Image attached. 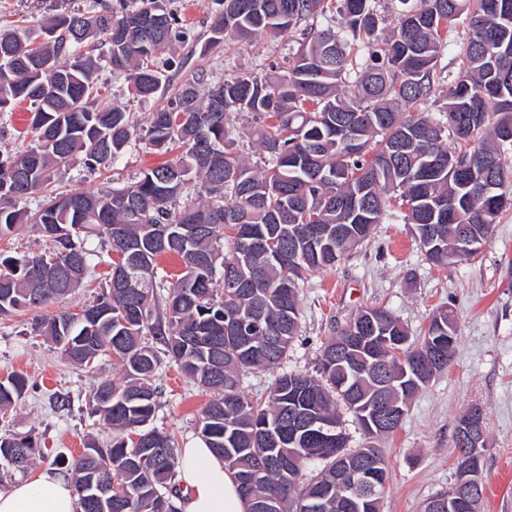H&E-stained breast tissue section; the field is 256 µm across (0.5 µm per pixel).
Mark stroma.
Wrapping results in <instances>:
<instances>
[{"mask_svg":"<svg viewBox=\"0 0 512 512\" xmlns=\"http://www.w3.org/2000/svg\"><path fill=\"white\" fill-rule=\"evenodd\" d=\"M182 38L160 54L156 63L170 78L169 89L146 101L130 100L123 76L102 66L111 103L131 112L145 125L149 112L166 103L170 89L195 76L213 82L250 70L262 59L286 67L287 41L259 38L241 52L225 54L209 45L210 13L206 0H172ZM164 154L146 145L132 149L116 171L92 172L74 163L55 177L61 192H83L126 183L144 168L164 162ZM385 308L419 333L439 310L452 309L458 340L446 372L410 401L401 427L391 436L368 440L353 413L340 410L347 450L371 444L387 461L388 478L380 512H423L431 498L448 494L457 482L454 435L462 412L480 407L485 417L486 448L481 467L484 485L481 512H512V209L503 212L492 234L472 256L453 258L439 267L427 260L415 241L413 225L388 213L371 235L333 268L308 275L299 290L301 329L288 356L275 368L249 370L241 386L252 397H267L276 376L315 374L323 345L360 311ZM31 314L0 315V378L14 372L32 383L22 400L0 413V435L29 433L43 448L40 466H58L81 454L86 443L105 442L112 431L90 412L93 388L104 379L120 380L111 362L78 369L44 337L32 333ZM155 383L162 395L153 427L173 434L178 447L197 441L196 420L208 402L169 358H162Z\"/></svg>","mask_w":512,"mask_h":512,"instance_id":"obj_1","label":"stroma"}]
</instances>
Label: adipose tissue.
Segmentation results:
<instances>
[{
    "label": "adipose tissue",
    "mask_w": 512,
    "mask_h": 512,
    "mask_svg": "<svg viewBox=\"0 0 512 512\" xmlns=\"http://www.w3.org/2000/svg\"><path fill=\"white\" fill-rule=\"evenodd\" d=\"M175 499L180 512H246L234 474L204 443L179 449ZM71 478L45 467L0 490V512H78Z\"/></svg>",
    "instance_id": "1"
}]
</instances>
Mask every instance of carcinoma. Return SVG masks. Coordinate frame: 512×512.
Instances as JSON below:
<instances>
[{
  "label": "carcinoma",
  "instance_id": "cac0c4a2",
  "mask_svg": "<svg viewBox=\"0 0 512 512\" xmlns=\"http://www.w3.org/2000/svg\"><path fill=\"white\" fill-rule=\"evenodd\" d=\"M396 2L390 32L373 39L383 22L377 0H219L210 43L234 54L258 35L286 38L295 44L287 73L275 76L272 64L259 62L204 92L203 78L193 77L150 113L145 128L106 100L94 52L125 76L132 98L154 97L169 82L154 57L181 36L169 0H135L119 11L92 0L84 12L59 10L37 35L0 30V57L16 62L0 72V112L29 103L24 134H33L32 144L0 159V239L31 220L48 240L40 253H0V314L36 311L81 287L101 258L85 247L88 238L114 254L112 276L82 307L93 316L64 310L34 324L76 367L110 357L122 371L121 382L93 393V413L112 428V440L88 441L67 465L80 512H177L174 437L150 426L160 346L213 394L196 423L200 438L234 476L250 474L253 495L274 499L276 512H305L315 495L320 512H356L351 473L336 447L289 436L291 417L334 423L338 399L359 416L378 400L377 369L403 400L448 369L455 346L438 358L437 337L413 336L376 308L361 339L348 324L323 346L320 378L283 374L263 402L240 384L243 371L272 368L288 355L300 330V282L361 245L386 212H403L419 245L434 239L425 255L442 265L458 255L462 235L485 242L512 203L502 161L512 151V0ZM460 26L467 29L463 58L449 82L438 62L448 32ZM49 60L48 75L39 66ZM429 101L434 116L422 110ZM239 112L256 123L263 157L254 167L233 135ZM143 140L179 154L110 189L51 188L75 160L91 171L113 168ZM40 190L37 213L16 207ZM319 226L350 232L314 249L307 241ZM127 239L142 246L135 258L124 250ZM164 255L183 261L174 281L159 268ZM119 272L135 287H112ZM161 288L168 289L163 302ZM391 336L409 338L399 355L385 344ZM405 373L418 387H408ZM29 387L21 373L0 379V412ZM260 424L283 435L265 437ZM39 456L32 435H0L1 474L26 473ZM315 460L326 462L323 470L299 485ZM109 480L112 501H93L90 486Z\"/></svg>",
  "mask_w": 512,
  "mask_h": 512
}]
</instances>
